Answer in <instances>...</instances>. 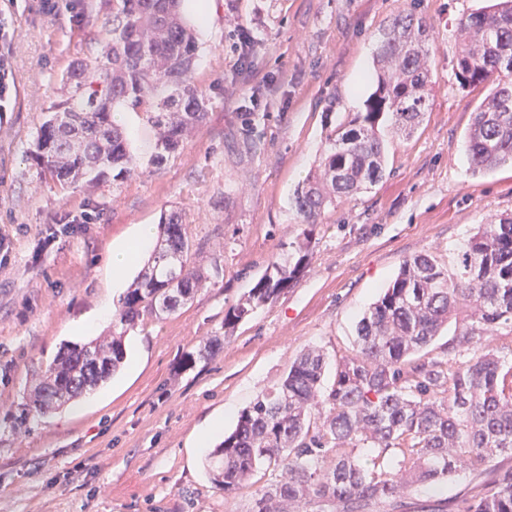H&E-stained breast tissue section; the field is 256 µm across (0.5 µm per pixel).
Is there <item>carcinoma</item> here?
Wrapping results in <instances>:
<instances>
[{
  "label": "carcinoma",
  "mask_w": 512,
  "mask_h": 512,
  "mask_svg": "<svg viewBox=\"0 0 512 512\" xmlns=\"http://www.w3.org/2000/svg\"><path fill=\"white\" fill-rule=\"evenodd\" d=\"M180 0H112L98 57L67 70L65 98L41 127L35 160L69 183L133 176L140 161L112 109L145 115L156 130L151 164L160 166L206 115L190 84L198 60L194 29ZM455 78L488 87L467 137L472 172L512 162V0L470 12L458 26ZM364 111L326 136L318 166L292 205L308 225L288 257L273 262L224 314V330L294 287L312 259L314 225L338 198L368 189L385 171L381 127L409 137L428 112V26L413 11L393 15L373 60ZM207 279L177 215L162 217L153 255L117 301L112 335L68 347L33 388L44 415L99 387L126 358L124 337L145 315L171 314ZM453 338L427 351L442 330ZM503 337L495 349L485 337ZM512 215L480 228L448 264L429 254L403 261L356 325L353 351L336 361L299 355L280 382L239 415L207 461L212 483L237 489L257 469L278 470L251 512H407L406 494L461 470L478 478L512 456ZM364 448L360 458L353 450ZM428 512H512V470L483 480L474 494Z\"/></svg>",
  "instance_id": "carcinoma-1"
}]
</instances>
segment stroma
I'll list each match as a JSON object with an SVG mask.
<instances>
[{"instance_id":"1","label":"stroma","mask_w":512,"mask_h":512,"mask_svg":"<svg viewBox=\"0 0 512 512\" xmlns=\"http://www.w3.org/2000/svg\"><path fill=\"white\" fill-rule=\"evenodd\" d=\"M483 4L211 0L192 77L209 100L203 123L157 168L155 132L133 117L140 174L64 186L41 175L31 152L67 69L92 59L108 0H72L53 14L40 0H0V59L14 84L0 112V512H250L273 469L224 492L195 446L199 432L217 418L232 432L305 349L320 348L330 366L351 353L357 321L404 259L448 260L481 225L512 213V166L473 174L465 148L486 91L454 76L458 23ZM405 9L430 25L422 123L410 138L388 137L382 179L325 210L296 286L225 332L226 310L301 241L293 191L331 121L363 111L382 29ZM242 26L254 37L243 61ZM82 212L89 222L73 224ZM171 213L196 264H219L222 276L174 313L141 319L106 383L47 417L28 412L36 379L81 343L75 322L107 299L112 247ZM215 336L221 346L199 357Z\"/></svg>"}]
</instances>
